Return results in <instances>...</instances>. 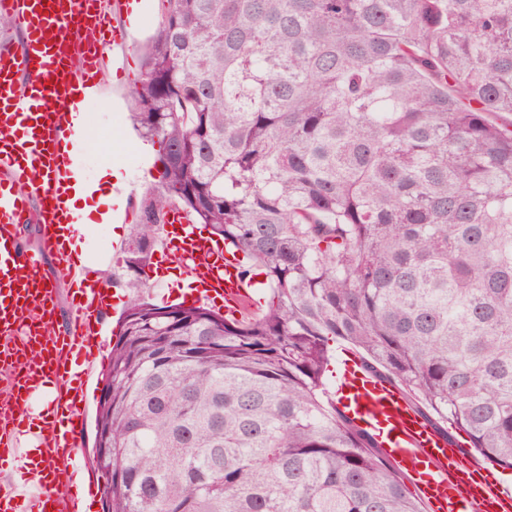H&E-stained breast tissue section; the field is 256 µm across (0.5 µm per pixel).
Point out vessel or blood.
<instances>
[{"label":"vessel or blood","mask_w":512,"mask_h":512,"mask_svg":"<svg viewBox=\"0 0 512 512\" xmlns=\"http://www.w3.org/2000/svg\"><path fill=\"white\" fill-rule=\"evenodd\" d=\"M148 2L0 0V15L24 36L19 48L0 42V375L11 389L0 402V452L29 474L24 483L0 484V512H81L79 500L61 498L58 489L78 474L84 396L73 380L88 376L101 352L98 318L109 306L111 286L96 263L75 264L64 248L75 222L66 187L73 162L60 147L79 140L74 119L97 97L104 68L124 65L131 29ZM32 217L71 288L73 311L60 334L48 326L55 288L36 260L16 248L17 226ZM190 224L182 210L167 212L163 252L188 263L193 298H223L225 315L237 316L250 282L223 242L191 231ZM49 381L55 411L29 409L28 395ZM340 391L361 426L383 431L387 457L432 512H512V486L449 444L397 386L352 369Z\"/></svg>","instance_id":"1"}]
</instances>
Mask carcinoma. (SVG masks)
Instances as JSON below:
<instances>
[{"label":"carcinoma","instance_id":"1","mask_svg":"<svg viewBox=\"0 0 512 512\" xmlns=\"http://www.w3.org/2000/svg\"><path fill=\"white\" fill-rule=\"evenodd\" d=\"M132 90L171 207L260 312L135 300L102 373V512H424L332 397V343L512 469V0H164Z\"/></svg>","mask_w":512,"mask_h":512}]
</instances>
